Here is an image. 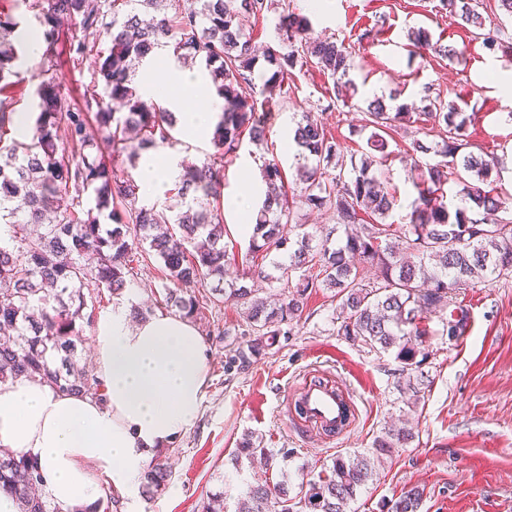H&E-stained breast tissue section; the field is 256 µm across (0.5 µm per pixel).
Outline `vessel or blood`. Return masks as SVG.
Here are the masks:
<instances>
[{
	"instance_id": "vessel-or-blood-1",
	"label": "vessel or blood",
	"mask_w": 512,
	"mask_h": 512,
	"mask_svg": "<svg viewBox=\"0 0 512 512\" xmlns=\"http://www.w3.org/2000/svg\"><path fill=\"white\" fill-rule=\"evenodd\" d=\"M284 403L297 433L335 441L355 425L352 394L335 376L322 371L307 373L298 387L286 391Z\"/></svg>"
}]
</instances>
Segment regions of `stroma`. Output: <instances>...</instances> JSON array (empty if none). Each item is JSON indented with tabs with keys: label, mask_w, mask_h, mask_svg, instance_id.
<instances>
[{
	"label": "stroma",
	"mask_w": 512,
	"mask_h": 512,
	"mask_svg": "<svg viewBox=\"0 0 512 512\" xmlns=\"http://www.w3.org/2000/svg\"><path fill=\"white\" fill-rule=\"evenodd\" d=\"M279 2L283 9L306 16L313 35L351 47L350 76L358 92L351 104L330 109L331 79L311 67L295 71L288 99L258 114L266 128L263 145L244 143L225 163V196L259 180L263 159H276L283 173H293L295 156L282 152L280 143L302 113H318L344 153L358 154L366 147L367 135L359 126L369 100L394 93L399 103L417 108L424 93L431 92L464 104L474 114L468 149L501 159V169L491 179L512 211V100L500 97L492 86L497 71L512 70L511 15L501 12L493 19L491 27L507 48L491 51L471 41L469 32L442 10L440 0ZM378 23L383 31L377 39H363V32ZM418 27L427 28L442 45L468 44L466 62L410 55L408 32ZM414 135L410 126L392 131L389 142L399 151L376 168L397 196L389 217L396 225L407 223L415 196L410 163L400 156ZM236 224V216L225 212L230 279L252 265L249 239ZM129 291L138 306L163 310L158 263H140ZM453 303L469 310L470 321L457 338L448 334L447 314L423 321L428 357L419 368L422 383L415 402L398 389L400 364L394 352L339 335L336 302L328 289L310 293L307 316L282 325L278 336L258 339V352L243 367L227 364L237 347L255 340L242 317V304L226 299L210 304L196 323L209 355L200 413L162 452L172 479L156 498H121L118 512H202L207 497L218 491L224 494V512H235L250 486L272 485L285 476L294 485L316 478L334 458L369 455L378 436L403 426L412 429L414 442L377 465L350 512H388L391 501L414 486L423 491L419 512H512V278L460 290ZM316 365L338 373L357 398L355 429L331 446L298 436L283 416L284 389L299 384ZM249 435L273 453V462L241 454V443Z\"/></svg>",
	"instance_id": "obj_1"
}]
</instances>
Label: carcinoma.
Instances as JSON below:
<instances>
[{
	"label": "carcinoma",
	"instance_id": "cac0c4a2",
	"mask_svg": "<svg viewBox=\"0 0 512 512\" xmlns=\"http://www.w3.org/2000/svg\"><path fill=\"white\" fill-rule=\"evenodd\" d=\"M0 7V331L13 335L0 341V382L21 376L34 378L59 394H91L105 400L96 368L77 366L83 343L82 323H90L95 306L84 288L117 297L133 276L134 264L150 258L160 264L164 302L180 316L195 320L208 302L229 294L247 304L252 330L275 336L280 325L298 320L307 307L308 292L334 291L339 332L372 349H397L407 389L413 367L426 359L420 321L448 308L451 295L479 283L512 277V219L499 213L503 201L489 189L493 162L463 149L474 115L441 95H426L423 116L438 129V141L416 138L410 151L432 153L434 164L414 162L411 177L416 197L409 221L386 223L397 198L374 172V165L391 152L386 139L395 124L413 123L404 105L384 99L369 102L363 128L370 130L371 153L344 159L340 143L322 121L304 112L296 122L298 148L295 182L298 203L309 211L336 213L345 226V244H312L304 232L291 241L293 223L288 188L275 160L262 164L266 186L261 206L243 218L254 225L249 250L284 252L277 262L278 280L288 295L272 302L253 294L244 284H224V160L237 154L244 140L257 144L265 127L259 109L288 96L296 67L314 66L333 80L327 108L347 105L357 94L349 78L353 56L343 43L311 36L307 17L287 13L276 29L284 47L267 48L266 72L259 96L243 93L252 84L257 58L246 27L256 15L273 9L275 0H196L186 8L181 0H7ZM441 9L482 39L490 49L494 39L484 32L486 15L501 10L512 15V0H440ZM31 13L32 30L42 35L40 59H32L41 81L37 85L33 133L16 138L12 115L14 96L25 77L19 69L24 46L16 41L21 24L16 11ZM79 26L81 35H68ZM414 51L462 61L468 46L442 47L424 28L408 33ZM166 47L178 62L205 64L216 95L224 100L211 143L214 152L188 166L168 189L175 203L147 204L131 176L119 179L115 164L135 165L142 153L177 143L176 120L169 110L146 103L134 84L135 66ZM65 56L72 65L94 58L95 84L81 102L67 100L53 76ZM77 147L66 153L65 145ZM456 179L466 200L447 202L445 186ZM373 218L365 224L361 214ZM168 224L176 228L162 229ZM301 272L295 286L291 273ZM466 310L450 314L448 335L461 336ZM414 439L407 428L390 429L374 442L372 456L345 460L338 456L325 475L294 491L283 481L257 484L236 512H347L359 489L373 477L375 463ZM171 471L158 457L142 479L149 499L167 488ZM38 463L10 448L0 447V491L10 493L19 512H61L40 498ZM423 492L413 487L391 501L388 512H418ZM118 498L109 488L89 508L75 512H113Z\"/></svg>",
	"mask_w": 512,
	"mask_h": 512
}]
</instances>
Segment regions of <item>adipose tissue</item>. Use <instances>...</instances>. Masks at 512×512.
Returning <instances> with one entry per match:
<instances>
[{"mask_svg":"<svg viewBox=\"0 0 512 512\" xmlns=\"http://www.w3.org/2000/svg\"><path fill=\"white\" fill-rule=\"evenodd\" d=\"M170 90L166 105L186 139L212 137L222 102L197 73L170 69L165 80L142 79V93ZM201 99L209 107L188 110ZM179 156L145 161L139 182L155 197L177 179ZM133 297L116 298L94 325L97 371L106 404L62 396L39 382L0 383V446L38 462L42 493L63 512L92 505L102 484L135 496L154 453L195 423L204 398L208 357L198 329L182 317L157 312L133 319Z\"/></svg>","mask_w":512,"mask_h":512,"instance_id":"obj_1","label":"adipose tissue"}]
</instances>
